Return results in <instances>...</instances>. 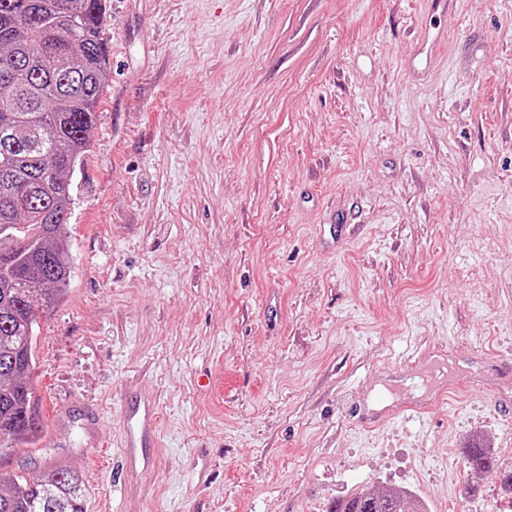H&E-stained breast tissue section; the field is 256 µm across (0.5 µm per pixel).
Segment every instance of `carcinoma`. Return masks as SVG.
I'll return each mask as SVG.
<instances>
[{
    "mask_svg": "<svg viewBox=\"0 0 512 512\" xmlns=\"http://www.w3.org/2000/svg\"><path fill=\"white\" fill-rule=\"evenodd\" d=\"M105 0H0V448L35 442L36 304L49 308L69 286L66 224L70 174L89 150L103 94ZM25 191L23 210L16 198ZM468 464L495 472L484 448ZM82 476L55 465L37 478L0 477V512H85ZM332 512H424L395 491L336 501Z\"/></svg>",
    "mask_w": 512,
    "mask_h": 512,
    "instance_id": "carcinoma-1",
    "label": "carcinoma"
}]
</instances>
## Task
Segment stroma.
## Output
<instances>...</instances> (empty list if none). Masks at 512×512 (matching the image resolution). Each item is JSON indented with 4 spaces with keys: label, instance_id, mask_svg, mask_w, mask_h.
Here are the masks:
<instances>
[{
    "label": "stroma",
    "instance_id": "1",
    "mask_svg": "<svg viewBox=\"0 0 512 512\" xmlns=\"http://www.w3.org/2000/svg\"><path fill=\"white\" fill-rule=\"evenodd\" d=\"M106 2L44 433L0 474L71 466L86 512H512L467 464L512 469V0ZM417 348L452 391L406 376ZM124 448H145L156 435L157 415L154 401L144 397L128 405L124 415ZM423 505L395 491H366L336 501L330 512H425Z\"/></svg>",
    "mask_w": 512,
    "mask_h": 512
}]
</instances>
